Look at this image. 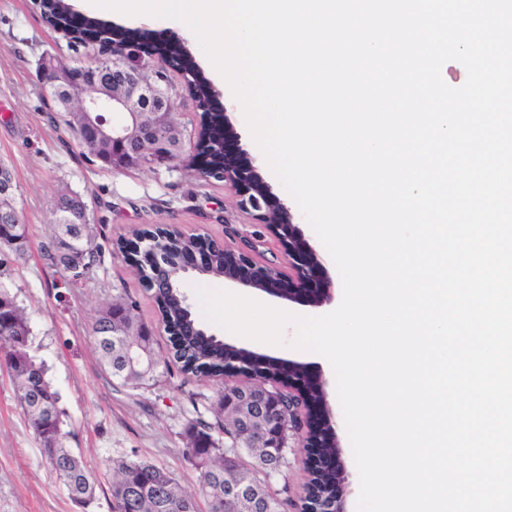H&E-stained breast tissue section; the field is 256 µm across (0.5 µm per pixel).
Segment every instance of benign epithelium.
Returning <instances> with one entry per match:
<instances>
[{
  "instance_id": "obj_1",
  "label": "benign epithelium",
  "mask_w": 512,
  "mask_h": 512,
  "mask_svg": "<svg viewBox=\"0 0 512 512\" xmlns=\"http://www.w3.org/2000/svg\"><path fill=\"white\" fill-rule=\"evenodd\" d=\"M82 42L97 46L101 62L95 65L70 66L52 55L45 56L39 67V77L47 90L55 93L63 112H75L80 118V130L88 141L99 148L94 159L115 172H125L143 166L145 159L153 164L177 167L169 145L173 118V86L162 75L176 67L188 90H194L203 75L184 63L188 51L184 43L174 41L169 47L175 54L156 57L151 44L136 39L124 41L117 35L107 40L103 34L88 32ZM117 75V89H106L107 73ZM204 121L224 131L218 153L193 150L192 167L204 179L224 181L236 196L238 206L257 216L268 225L288 254L289 273L256 262L245 250L224 248V258L231 266L224 279L258 289L268 295L300 301L320 308L335 300V286L326 274L317 252L298 233L288 206L275 195L258 171L243 163L239 136L227 119L205 114ZM56 206L65 217V236L73 242L77 227L85 223L87 206L76 195L60 196ZM215 242L196 241L195 247L184 253L171 267L162 263L160 253L142 234L122 245L125 257L139 272L154 275L152 287H172V280L181 279L189 261L201 256L198 272H205L210 263ZM0 334L8 339L11 351L28 346L26 336L15 335L10 323L0 324ZM266 359L251 353V361L225 360L224 372L233 373L246 367L255 375L262 373ZM288 389V398L280 395ZM224 421L233 422L242 431L245 448H265L274 463L284 456L291 434L304 433L309 448L312 471H334L345 474L337 439L335 420L327 403L325 383L306 363L288 361V377L274 383V390L254 388L244 395L224 393Z\"/></svg>"
}]
</instances>
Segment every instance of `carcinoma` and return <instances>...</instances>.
<instances>
[{"mask_svg":"<svg viewBox=\"0 0 512 512\" xmlns=\"http://www.w3.org/2000/svg\"><path fill=\"white\" fill-rule=\"evenodd\" d=\"M43 15L52 22L69 11L66 0H49L43 4ZM61 118L72 132L78 147L86 155L92 148L85 138L79 135L74 113L63 112ZM54 225L58 226L49 244L44 247V255L51 266L70 272L74 264V246L62 237L59 225L62 215L55 211ZM83 240L80 251L84 252L83 270L72 274L78 281L85 278L96 262L98 245L95 225H82ZM193 244L192 238L173 232L166 240L156 242L163 250H173ZM152 295L158 306L162 322L169 329L180 332L170 337L173 358L182 364V370L202 377L224 375V342L213 336H204L198 330L191 312L183 304L177 292L169 288H154ZM132 308L126 299L119 296L106 308L99 311L93 324L96 348L106 371L125 384L135 387H151L161 382L163 372L159 370L161 360L154 350L155 340L145 337L146 359L138 367L129 364L127 349L147 328V325L132 316L124 321V311ZM7 364L13 372L14 384L19 403L28 418L41 445L46 464L55 473L68 497L78 503L91 501L96 483L82 461L74 452L65 447L63 435L58 428L63 425L64 411L60 407V395L49 378L44 364L32 356L12 354ZM214 413L217 421L212 424L199 420L188 426L187 444L183 453L198 471V483L194 493H186L173 474L166 468L147 461L120 460L115 462L111 485L125 481L136 486L140 497L137 512H198V500L208 503L209 512H241L232 502L224 500V483L240 479L248 489V497L269 502L272 509H281L283 502L278 494L271 491V480L276 472L268 467V454L263 448H236L230 439H224V397H219ZM159 474L166 476L171 483L164 496L153 493L150 483ZM306 497L302 508H324L343 494L344 482L336 480V473L310 474L305 484Z\"/></svg>","mask_w":512,"mask_h":512,"instance_id":"carcinoma-1","label":"carcinoma"}]
</instances>
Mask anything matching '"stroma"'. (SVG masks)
<instances>
[{"label": "stroma", "instance_id": "1", "mask_svg": "<svg viewBox=\"0 0 512 512\" xmlns=\"http://www.w3.org/2000/svg\"><path fill=\"white\" fill-rule=\"evenodd\" d=\"M67 64L86 58L72 48L62 29L50 26L34 0H0V164L13 171L14 204L28 229L22 252L0 248V289H7L23 311L30 330L29 352L42 361L60 394L65 411L64 444L81 456L98 480L94 498L72 502L41 456L40 444L17 398L6 349L0 345V512H112L109 482L115 461L146 460L165 467L186 491H193L197 471L185 461V429L201 419L213 421L212 409L222 381L185 374L169 357V336L140 274L117 250L118 239L133 229L166 225L182 233L212 238L235 249L251 243L262 264L287 270L288 255L271 229L242 212L223 183L204 180L187 166L146 167L115 173L82 154L64 126L53 125L57 106L44 90L38 64L46 54ZM248 157L272 192L285 199L296 224L323 260L331 278L339 273L294 199L272 179L265 158L248 135L242 113L229 112ZM80 194L98 232L99 257L89 276L71 283L45 260L42 247L53 234V209L61 191ZM202 285L234 293L245 286L187 272L180 290L200 327L224 343L254 353L314 366L326 382L334 416L342 410L334 372L314 353L257 345L209 322L193 291ZM134 306L135 315L152 328L155 350L167 366L159 386L134 388L103 370L95 348L94 319L116 296ZM311 470L310 455L293 435L288 464L274 485L282 490L283 512H299L300 493Z\"/></svg>", "mask_w": 512, "mask_h": 512}]
</instances>
